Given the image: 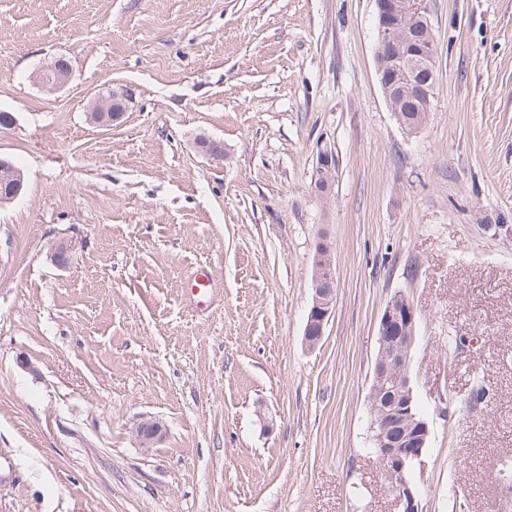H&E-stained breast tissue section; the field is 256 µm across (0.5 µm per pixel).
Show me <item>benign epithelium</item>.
<instances>
[{
    "label": "benign epithelium",
    "instance_id": "benign-epithelium-1",
    "mask_svg": "<svg viewBox=\"0 0 512 512\" xmlns=\"http://www.w3.org/2000/svg\"><path fill=\"white\" fill-rule=\"evenodd\" d=\"M377 16L376 69L386 102L402 84L414 98L431 103L436 95L435 48L422 32L429 29L426 0H374ZM71 75L70 64L57 58L34 72V81L42 88L57 91ZM131 97L120 87H104L94 99L89 120L99 127H110L129 108ZM336 154L320 153L316 170L324 177L333 173ZM0 169L9 178L0 182V206L17 199L24 190L21 170L7 159ZM75 243L62 240L52 253L59 267L68 264ZM312 304L303 330L305 347L315 350L321 343L336 297V274L332 245L317 244L312 256ZM418 324L417 310L403 294L394 295L386 304L377 324V353L370 387L371 453L380 466L391 512H422L412 471L422 465L430 426L414 413L415 396L411 385V351ZM166 436L163 421L142 419L135 428L141 448H152Z\"/></svg>",
    "mask_w": 512,
    "mask_h": 512
}]
</instances>
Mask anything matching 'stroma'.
I'll return each instance as SVG.
<instances>
[{
  "label": "stroma",
  "mask_w": 512,
  "mask_h": 512,
  "mask_svg": "<svg viewBox=\"0 0 512 512\" xmlns=\"http://www.w3.org/2000/svg\"><path fill=\"white\" fill-rule=\"evenodd\" d=\"M426 6L439 88L409 136L374 0H0V156L25 176L0 206V512H388L368 394L398 292L423 512H512V0ZM58 56L48 93L30 75ZM106 86L132 95L107 128ZM323 240L336 303L311 351ZM48 73H51L53 77L48 78ZM70 75V64L64 58H57L37 68L33 79L41 88L57 91L68 83ZM130 100L127 90L120 87H104L92 103L88 113L89 120L99 127H110L127 112ZM166 436L163 421L156 417L143 418L135 428V438L141 448H153Z\"/></svg>",
  "instance_id": "obj_1"
}]
</instances>
